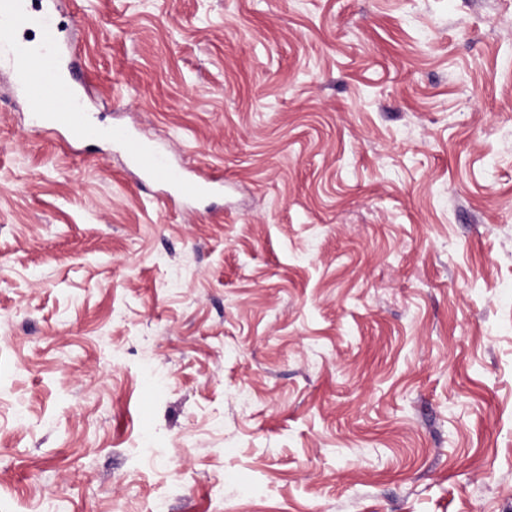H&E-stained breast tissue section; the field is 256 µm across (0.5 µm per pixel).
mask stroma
Segmentation results:
<instances>
[{"label": "stroma", "instance_id": "1", "mask_svg": "<svg viewBox=\"0 0 512 512\" xmlns=\"http://www.w3.org/2000/svg\"><path fill=\"white\" fill-rule=\"evenodd\" d=\"M101 126L0 72V512H512V0H62Z\"/></svg>", "mask_w": 512, "mask_h": 512}]
</instances>
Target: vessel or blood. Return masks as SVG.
<instances>
[{
  "instance_id": "obj_1",
  "label": "vessel or blood",
  "mask_w": 512,
  "mask_h": 512,
  "mask_svg": "<svg viewBox=\"0 0 512 512\" xmlns=\"http://www.w3.org/2000/svg\"><path fill=\"white\" fill-rule=\"evenodd\" d=\"M38 29V40L19 39L22 30ZM66 47L52 12L30 7L27 0H0V68L10 70L16 88L30 105L34 128L64 132L70 140L107 137L144 180L163 187L168 198L191 202L211 194L214 185L184 174L167 155L135 131L100 128L83 110V96L60 77Z\"/></svg>"
}]
</instances>
